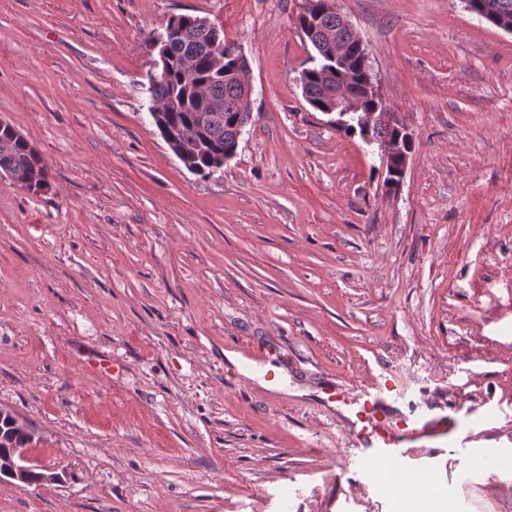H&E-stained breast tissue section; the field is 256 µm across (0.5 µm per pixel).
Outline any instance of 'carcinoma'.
I'll use <instances>...</instances> for the list:
<instances>
[{"instance_id": "carcinoma-1", "label": "carcinoma", "mask_w": 512, "mask_h": 512, "mask_svg": "<svg viewBox=\"0 0 512 512\" xmlns=\"http://www.w3.org/2000/svg\"><path fill=\"white\" fill-rule=\"evenodd\" d=\"M298 23L303 34H311L308 41L312 45L324 43L326 34L331 32L341 36L346 34L341 27V14L323 10L321 0H303ZM218 35L216 26L204 25L196 16H182V31L165 47L167 76L150 89L155 101L167 107L166 123L177 138L204 142L194 160L196 173L200 175L224 166L225 153L237 145V126L249 120V113L243 111L240 89L234 81L238 68V57L234 56L236 46L224 44V70L210 68L209 58ZM186 62L196 66V88L183 81L182 65ZM328 64L329 57L323 56L320 65L304 70L302 92L307 103L318 112L327 107L325 99L332 92L318 72V67ZM336 81V88H344L350 96L363 95L364 79L358 71L354 70L348 76L338 71ZM200 93L222 102L221 109L209 112L208 123L203 128L197 121V113L205 111V103L198 98ZM37 166L46 169L39 153L29 147V140L9 123L0 126V172L22 183L27 173Z\"/></svg>"}]
</instances>
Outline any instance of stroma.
<instances>
[{
  "label": "stroma",
  "instance_id": "stroma-1",
  "mask_svg": "<svg viewBox=\"0 0 512 512\" xmlns=\"http://www.w3.org/2000/svg\"><path fill=\"white\" fill-rule=\"evenodd\" d=\"M301 4L0 0V119L49 183L0 175V408L63 471L0 483V512H397L361 468L391 460L365 402L412 430L463 397L401 469L445 489L434 512H512V34L461 0H336L414 133L391 192L302 96ZM180 15L249 64L252 119L206 177L149 114Z\"/></svg>",
  "mask_w": 512,
  "mask_h": 512
}]
</instances>
